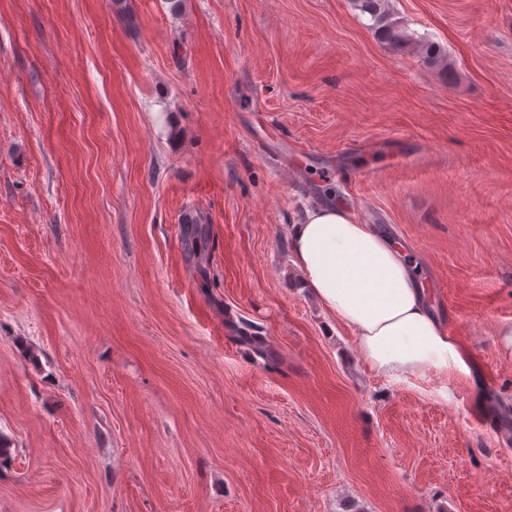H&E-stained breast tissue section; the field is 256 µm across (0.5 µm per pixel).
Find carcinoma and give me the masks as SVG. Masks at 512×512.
Masks as SVG:
<instances>
[{
    "label": "carcinoma",
    "mask_w": 512,
    "mask_h": 512,
    "mask_svg": "<svg viewBox=\"0 0 512 512\" xmlns=\"http://www.w3.org/2000/svg\"><path fill=\"white\" fill-rule=\"evenodd\" d=\"M389 0H354L358 9L369 16L371 28L377 37L387 44L397 48H415L423 57L433 63L447 61L443 48L425 38L418 37L402 22L392 18Z\"/></svg>",
    "instance_id": "1"
}]
</instances>
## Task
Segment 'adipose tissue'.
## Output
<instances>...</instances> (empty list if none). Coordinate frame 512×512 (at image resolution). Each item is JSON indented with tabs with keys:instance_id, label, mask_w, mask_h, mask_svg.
Masks as SVG:
<instances>
[{
	"instance_id": "adipose-tissue-1",
	"label": "adipose tissue",
	"mask_w": 512,
	"mask_h": 512,
	"mask_svg": "<svg viewBox=\"0 0 512 512\" xmlns=\"http://www.w3.org/2000/svg\"><path fill=\"white\" fill-rule=\"evenodd\" d=\"M290 246L305 283L378 375L433 372L470 384L475 365L450 336L418 281V262L346 208L317 205L293 225Z\"/></svg>"
}]
</instances>
